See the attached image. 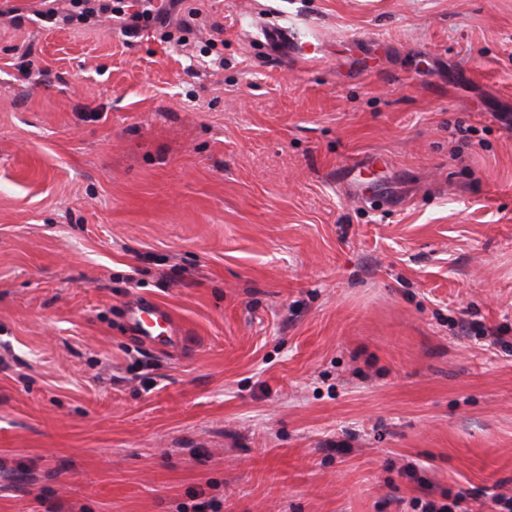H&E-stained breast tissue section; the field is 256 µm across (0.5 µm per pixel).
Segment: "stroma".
Wrapping results in <instances>:
<instances>
[{"mask_svg":"<svg viewBox=\"0 0 512 512\" xmlns=\"http://www.w3.org/2000/svg\"><path fill=\"white\" fill-rule=\"evenodd\" d=\"M185 4L0 0V512L512 494V0ZM64 2L65 7H51L46 13H61L68 24H85L92 18L103 17L112 22L116 19L121 24L127 37H134L140 31L152 28L159 35L161 42L184 46L185 34L194 30L203 15L198 7L183 11L184 0H138L131 5L121 0H52ZM113 3V4H112ZM127 7L128 9H125ZM177 33L182 35L176 37ZM162 323H171V317L151 303H143L131 317V330L134 336L153 338L154 329Z\"/></svg>","mask_w":512,"mask_h":512,"instance_id":"obj_1","label":"stroma"}]
</instances>
